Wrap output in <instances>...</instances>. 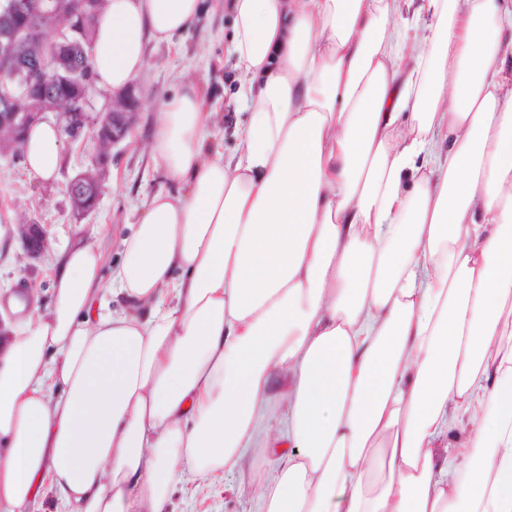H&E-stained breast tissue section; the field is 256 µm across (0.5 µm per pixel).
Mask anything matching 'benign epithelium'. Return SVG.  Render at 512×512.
<instances>
[{
    "mask_svg": "<svg viewBox=\"0 0 512 512\" xmlns=\"http://www.w3.org/2000/svg\"><path fill=\"white\" fill-rule=\"evenodd\" d=\"M34 19L10 18L12 8L7 0H0V129L13 131L16 140L0 144V156L21 158L18 145L36 123L54 119L64 140L74 143L91 135L98 149L91 168L77 174L66 185L72 213L78 218L90 215L96 208L101 181L107 171L108 156L103 150L123 141L132 128L138 110L136 87L130 86L116 93L99 92L105 98L102 108L96 107L94 97L84 91L78 95L60 92L55 104L39 102L36 90L43 84V76H53L55 82H65L70 73L69 55L73 47H82L87 41L83 19L95 11L94 0H34ZM33 31L36 40L47 33L55 35L56 49L50 56H42L35 43L24 37ZM32 100L34 106L18 112L14 104ZM63 103L68 111L60 112L56 104ZM20 240L25 256L31 260L42 258L49 248L47 229L35 222L20 227Z\"/></svg>",
    "mask_w": 512,
    "mask_h": 512,
    "instance_id": "7a95c632",
    "label": "benign epithelium"
}]
</instances>
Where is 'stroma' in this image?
<instances>
[{
	"instance_id": "1",
	"label": "stroma",
	"mask_w": 512,
	"mask_h": 512,
	"mask_svg": "<svg viewBox=\"0 0 512 512\" xmlns=\"http://www.w3.org/2000/svg\"><path fill=\"white\" fill-rule=\"evenodd\" d=\"M232 32V16L222 0H201L195 22L174 44L149 46L147 66L135 82L140 91L135 123L127 138L113 148L98 208L86 218L73 216L65 182L90 166L96 150L93 140L67 145L57 183L35 180L24 163L0 157V225L33 220L46 224L51 247L43 260L33 262L26 258L18 234L0 239V317L5 318L8 330L17 328L5 306L11 295L30 294L33 304L41 308L50 304L54 251L69 237L104 225L102 277L111 280L121 260V240L128 225L138 223L148 195L177 192V185L154 166L149 142L156 113L185 80H196L206 108L221 112L218 140L225 154L234 152L247 117L236 100L239 72L228 54ZM277 466V452L248 449L238 471L190 478L185 490L175 491L166 512H262L260 493Z\"/></svg>"
}]
</instances>
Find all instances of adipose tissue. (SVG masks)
Segmentation results:
<instances>
[{
  "label": "adipose tissue",
  "instance_id": "adipose-tissue-1",
  "mask_svg": "<svg viewBox=\"0 0 512 512\" xmlns=\"http://www.w3.org/2000/svg\"><path fill=\"white\" fill-rule=\"evenodd\" d=\"M247 128L232 155L185 81L112 274L78 235L47 309L8 300L0 512H164L235 471L286 381L262 512H512V0H229ZM200 0H107L90 64L129 87ZM56 125L29 174L55 181ZM273 400L271 408V418L269 420V429L267 437L274 441L276 437L286 431V419L288 416V403L281 396V381L276 379L274 383Z\"/></svg>",
  "mask_w": 512,
  "mask_h": 512
}]
</instances>
